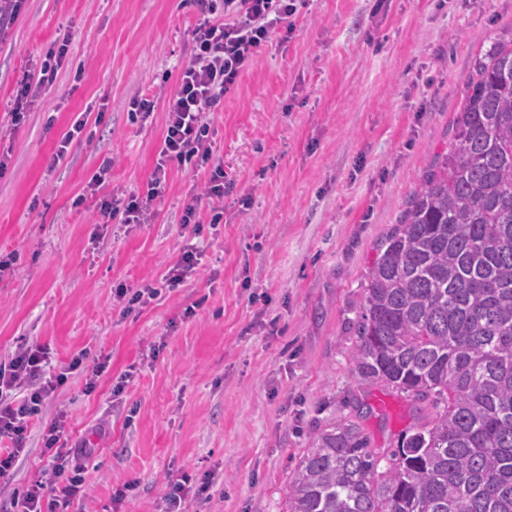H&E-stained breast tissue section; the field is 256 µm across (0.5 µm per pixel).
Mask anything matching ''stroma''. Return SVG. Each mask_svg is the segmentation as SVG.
<instances>
[{"label":"stroma","instance_id":"1","mask_svg":"<svg viewBox=\"0 0 512 512\" xmlns=\"http://www.w3.org/2000/svg\"><path fill=\"white\" fill-rule=\"evenodd\" d=\"M198 15L197 0H23L0 39V254L16 257L0 273V364L37 344L48 373H69L0 477L2 508L50 478L44 438L60 418L87 450L85 495L66 512H167L178 481L176 512H285L319 428L355 416L373 447L392 448L421 416L353 376L355 323L475 59L512 32V0H300L289 39L273 32L207 115L222 222L204 209L200 234L183 224L209 173L175 165L154 223H104L102 201L143 189L155 167ZM61 47L14 123L22 80ZM141 97L154 109L135 122ZM188 243L198 273L163 287ZM120 284L160 293L125 313ZM81 353L109 360L91 391L69 368Z\"/></svg>","mask_w":512,"mask_h":512}]
</instances>
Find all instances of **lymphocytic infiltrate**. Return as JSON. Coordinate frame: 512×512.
Wrapping results in <instances>:
<instances>
[{"label":"lymphocytic infiltrate","instance_id":"1","mask_svg":"<svg viewBox=\"0 0 512 512\" xmlns=\"http://www.w3.org/2000/svg\"><path fill=\"white\" fill-rule=\"evenodd\" d=\"M200 16L192 30L193 55L180 73L179 85L167 103V121L157 161L144 191L129 194L123 203L103 201L104 218L122 224H147L156 216L155 202L162 194L169 163H190L213 171L200 193L187 204L183 221L195 223L202 204L224 198V171L215 163L213 141L206 114L262 51L274 29L297 11V0H199ZM46 351L27 346L18 350L8 365H0V442H8L0 453V477L10 473L25 449L31 420L46 400L66 380V373L45 375ZM29 390L23 398L14 393L21 385ZM64 420L49 428L45 446L52 449V477L32 484L14 499L15 512H63L82 490L83 477L74 465L76 451L65 444Z\"/></svg>","mask_w":512,"mask_h":512}]
</instances>
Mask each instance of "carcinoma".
Masks as SVG:
<instances>
[{
  "mask_svg": "<svg viewBox=\"0 0 512 512\" xmlns=\"http://www.w3.org/2000/svg\"><path fill=\"white\" fill-rule=\"evenodd\" d=\"M352 374L430 412L397 447L326 424L288 512H512V37L475 59L448 150L386 236Z\"/></svg>",
  "mask_w": 512,
  "mask_h": 512,
  "instance_id": "cac0c4a2",
  "label": "carcinoma"
}]
</instances>
